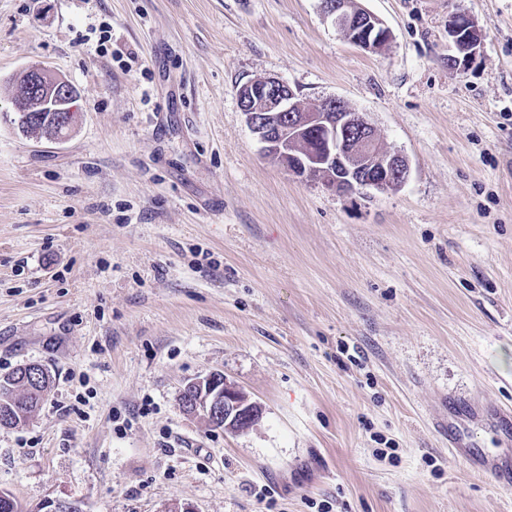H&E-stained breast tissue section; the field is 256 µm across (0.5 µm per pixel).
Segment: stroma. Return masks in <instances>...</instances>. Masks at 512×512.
I'll return each mask as SVG.
<instances>
[{"instance_id":"obj_1","label":"stroma","mask_w":512,"mask_h":512,"mask_svg":"<svg viewBox=\"0 0 512 512\" xmlns=\"http://www.w3.org/2000/svg\"><path fill=\"white\" fill-rule=\"evenodd\" d=\"M357 3L384 53L321 0H0V377L51 376L0 427L22 512H512L443 436L512 409V0ZM458 7L485 28L461 73ZM39 63L81 94L61 142L9 119ZM258 77L366 113L408 180L288 174L239 107ZM212 372L256 425L181 410ZM332 1L322 4L323 18L353 45L372 53L388 49L392 34L381 19L352 0Z\"/></svg>"}]
</instances>
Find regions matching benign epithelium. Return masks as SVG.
Returning a JSON list of instances; mask_svg holds the SVG:
<instances>
[{"mask_svg":"<svg viewBox=\"0 0 512 512\" xmlns=\"http://www.w3.org/2000/svg\"><path fill=\"white\" fill-rule=\"evenodd\" d=\"M323 18L350 42L372 53L385 52L392 34L373 13L351 0L322 4ZM484 27L461 9L448 19V66L464 70L479 54ZM77 90L41 64L23 70L13 85V111L24 115L22 134L60 142L78 119ZM240 108L263 154L289 173L318 180L338 193L396 189L409 176L407 159L387 151L364 113L329 97L313 107L274 77L256 78L238 90ZM187 414H202L217 428L240 432L253 427L262 407L227 384L219 373L188 382L179 396Z\"/></svg>","mask_w":512,"mask_h":512,"instance_id":"benign-epithelium-1","label":"benign epithelium"}]
</instances>
